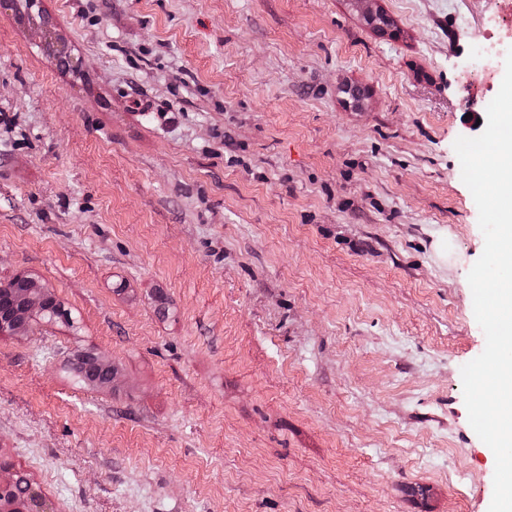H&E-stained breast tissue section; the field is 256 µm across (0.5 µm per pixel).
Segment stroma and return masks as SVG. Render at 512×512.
<instances>
[{
	"instance_id": "stroma-1",
	"label": "stroma",
	"mask_w": 512,
	"mask_h": 512,
	"mask_svg": "<svg viewBox=\"0 0 512 512\" xmlns=\"http://www.w3.org/2000/svg\"><path fill=\"white\" fill-rule=\"evenodd\" d=\"M0 6V460L55 512H489L454 150L512 0ZM86 354L112 382L84 380ZM7 286H0V332L30 327L39 316L51 313L54 308L58 311L55 299L42 293L39 296L27 294L26 303L22 310L13 314L12 308H15V305L12 304L13 290L7 288Z\"/></svg>"
}]
</instances>
